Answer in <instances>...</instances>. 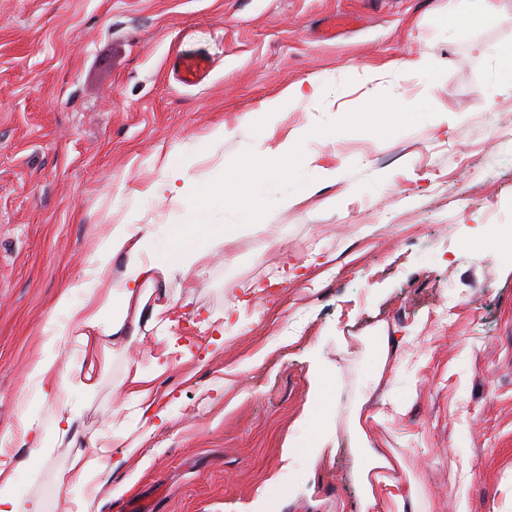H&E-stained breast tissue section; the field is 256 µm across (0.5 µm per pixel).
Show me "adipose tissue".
I'll return each instance as SVG.
<instances>
[{
    "label": "adipose tissue",
    "instance_id": "ef3b65f1",
    "mask_svg": "<svg viewBox=\"0 0 512 512\" xmlns=\"http://www.w3.org/2000/svg\"><path fill=\"white\" fill-rule=\"evenodd\" d=\"M297 139V134H289L277 142L269 157L248 161L244 166L245 175L257 185L263 184L273 172L287 174L294 189L281 198L280 205L284 208L308 199L316 189V179L308 174L310 162L297 151ZM232 195V186L224 182L196 189L193 235L180 238L164 263L144 260L149 235L141 227L113 225L97 256L99 277L94 287L84 289L81 304H72L69 292L60 294L57 305L66 312L68 320L44 328L43 355L31 364L27 375L35 384V393L33 397L18 400V407L28 409L32 400L43 401L50 395L67 405L74 397L93 394L115 350L130 351L141 343V330L168 325L173 303L149 304V288L156 281L176 275L191 279L203 268L212 249L233 240L238 225L255 223L252 205L242 201L235 207L236 223L213 233L207 223L208 212L215 203ZM202 237L208 239V246H199ZM117 256L123 257L124 266L115 272L110 262ZM66 339L75 344L79 357L62 366L54 349ZM353 428L356 445L363 449L367 460L361 480L369 512H404L406 499L417 498L419 490L414 485L401 486L392 479V472L403 468L402 459L375 446L363 412H355ZM111 466L112 459L105 452L76 453L69 467L59 473L57 483L68 490L82 489L83 494L77 499L63 498L58 505L59 512H99L93 481ZM22 467L16 456L0 451V512H44L41 500L28 492Z\"/></svg>",
    "mask_w": 512,
    "mask_h": 512
}]
</instances>
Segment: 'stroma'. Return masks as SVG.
<instances>
[{"mask_svg": "<svg viewBox=\"0 0 512 512\" xmlns=\"http://www.w3.org/2000/svg\"><path fill=\"white\" fill-rule=\"evenodd\" d=\"M497 4L452 36L439 17L479 0H0V448L46 512L77 449L119 463L95 480L101 512H362L359 406L404 461L397 480L422 487L416 512H512V252L473 246L512 225V88L480 95L512 43V0ZM185 49L211 58L205 83L176 80ZM308 78L322 96L284 106L278 132L336 128L301 153L336 162L339 181L284 211L291 182L242 172L269 145L246 119ZM421 99L423 118L382 128L378 111ZM170 159L232 183L257 221L234 261L155 286L178 301L173 324L146 331L137 363L113 355L69 406L75 445L53 447L51 414L16 405L28 365L66 316L59 294L78 303L93 285L112 225L150 231L159 262L190 227L188 196L148 191ZM379 332L390 374L371 389ZM134 367L148 420L120 389ZM128 433L148 436L132 455Z\"/></svg>", "mask_w": 512, "mask_h": 512, "instance_id": "stroma-1", "label": "stroma"}]
</instances>
